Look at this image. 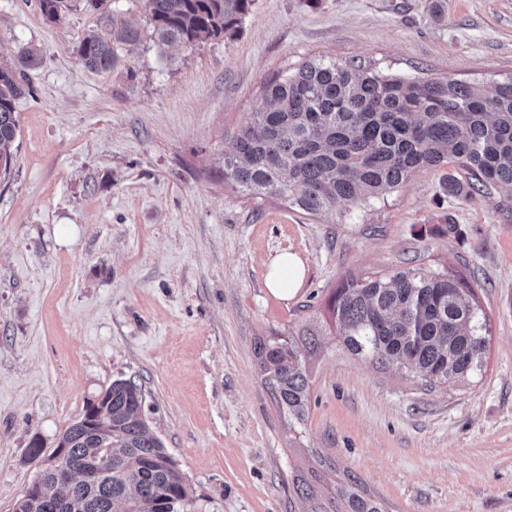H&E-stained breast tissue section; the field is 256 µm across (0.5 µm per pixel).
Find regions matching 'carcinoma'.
<instances>
[{"label": "carcinoma", "instance_id": "obj_1", "mask_svg": "<svg viewBox=\"0 0 512 512\" xmlns=\"http://www.w3.org/2000/svg\"><path fill=\"white\" fill-rule=\"evenodd\" d=\"M81 2L96 10L103 0H40L50 21ZM251 0H145L152 36L164 44L194 47L224 35L248 13ZM103 30L84 36L75 49L92 70L117 62L113 37L141 40V30L102 16ZM18 66H0V172H9L17 131L15 101L28 92L24 68L33 49L18 51ZM454 157L471 175L465 188L448 178L450 195L474 201L490 185L512 187V79L482 90L462 81L381 77L360 66L309 62L283 71L264 87L262 107L224 139V181L254 198H277L301 213L335 215L404 185L422 169ZM327 308L342 344L381 367L416 374L430 383H457L480 369L488 345L487 319L479 316L474 290L461 278L408 269L384 278L348 275ZM301 339L269 336L255 354L278 406L302 422L310 401L309 356L325 345L319 333ZM112 431L94 438L72 425L62 470L92 456L112 459L97 479H73L56 494L62 475L40 472L51 493L18 498L13 512H193L184 479L163 443L148 433L142 390L115 380ZM313 512H384L361 480ZM298 498H316L314 484L293 478Z\"/></svg>", "mask_w": 512, "mask_h": 512}]
</instances>
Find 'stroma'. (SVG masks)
<instances>
[{
	"label": "stroma",
	"mask_w": 512,
	"mask_h": 512,
	"mask_svg": "<svg viewBox=\"0 0 512 512\" xmlns=\"http://www.w3.org/2000/svg\"><path fill=\"white\" fill-rule=\"evenodd\" d=\"M142 32L112 69L75 46L98 12L56 23L0 0V60L34 47L0 179V512L113 381L142 389L149 433L177 462L194 512H311L294 474L317 457L359 476L385 512H512V188L448 195V164L334 222L225 185L224 137L279 70L351 62L381 75L512 78V0H252L223 38L159 44L143 0H107ZM296 253L292 297L266 285ZM422 267L474 288L488 320L481 373L453 387L350 355L326 303L348 275ZM316 326L305 424L291 423L255 343ZM303 275V264L297 255L280 253L269 264L266 285L275 295L289 298L300 287Z\"/></svg>",
	"instance_id": "obj_1"
}]
</instances>
